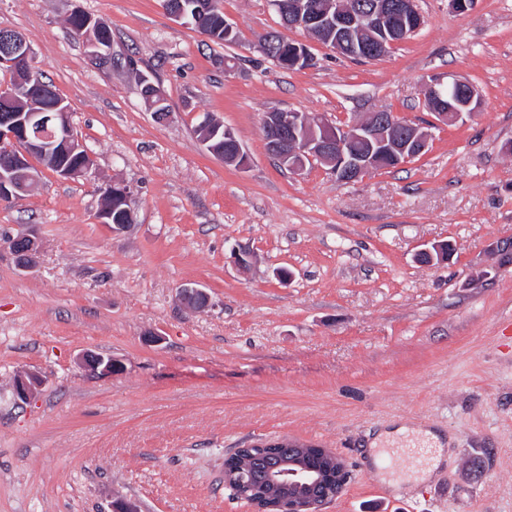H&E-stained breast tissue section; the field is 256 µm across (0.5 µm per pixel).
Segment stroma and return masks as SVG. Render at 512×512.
Masks as SVG:
<instances>
[{"instance_id": "obj_1", "label": "stroma", "mask_w": 512, "mask_h": 512, "mask_svg": "<svg viewBox=\"0 0 512 512\" xmlns=\"http://www.w3.org/2000/svg\"><path fill=\"white\" fill-rule=\"evenodd\" d=\"M423 19L380 60L359 63L286 29L269 0H218L236 32L218 45L175 23L162 0H0L32 65L70 107L89 176L41 170L0 204V512H252L224 486L234 449L315 444L353 479L322 512H512V0H418ZM82 8L112 31V62L91 63L67 19ZM307 43L285 70L258 40ZM234 61L225 70V58ZM163 87L157 122L137 73ZM471 83L474 117L436 124L427 152L363 179L313 163L294 174L267 152L264 113L343 126L380 110L430 120L432 79ZM250 157L209 153L205 118ZM130 186L136 222L97 219L104 185ZM35 231L34 270L10 241ZM455 251L424 265L440 241ZM253 256L236 266L232 250ZM208 307L184 309L181 285ZM119 372L85 369L87 353ZM38 372L26 402L15 376ZM444 439L421 481L377 465L395 426ZM224 133L228 140H232L236 144V155L230 163H233L239 169H246L250 165V158L248 154L243 150L237 137L229 129L224 128V125H220L218 122H214L209 130V134L213 137L212 143L216 150L223 151L224 153Z\"/></svg>"}]
</instances>
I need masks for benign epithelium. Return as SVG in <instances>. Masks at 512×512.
<instances>
[{
    "label": "benign epithelium",
    "instance_id": "1",
    "mask_svg": "<svg viewBox=\"0 0 512 512\" xmlns=\"http://www.w3.org/2000/svg\"><path fill=\"white\" fill-rule=\"evenodd\" d=\"M417 0H374L373 8L364 12L359 0H324L318 11L311 9L308 0H270L271 5L283 15L284 24L300 29L314 37L327 29L339 31L336 42L327 44L334 53L344 55L358 53L355 45L341 38L343 33H358L367 38V43L385 50L401 41V33L394 27V17L408 22L418 30L422 17ZM214 6V0H195L192 9L176 0L165 7L167 14L176 22L200 28V18ZM0 37L8 40L11 51L0 55V70H10L26 75L27 80L37 78L32 67L29 45L17 33H4ZM288 59L295 66L309 65L312 57L302 42L291 44ZM145 100L156 108L166 100L162 87L149 76L142 75ZM424 100L431 113L444 124L466 121L476 114L480 105L477 90L466 81L455 79L446 84L432 80L425 85ZM62 109L52 114L34 109L13 112L0 128V142L9 141L14 156L10 160L8 173L0 172V199L10 201L30 192L35 186V175L26 167L36 154L56 153L53 162L55 174L60 178L85 176L91 169V157L72 130L69 107L60 102ZM262 124L271 131L266 138V148L271 157L293 173L304 170L306 165L317 162L329 167L331 173L341 181L347 178L358 180L370 173L378 159L390 153L406 163L423 155L429 146L431 133L428 128L412 122H404L411 128L408 136L400 134L398 121L388 113L374 112L370 119L353 122L337 128L318 117L316 123H308L299 112H267ZM225 137L236 142V155L231 160L240 169L250 165V158L237 143V137L224 129ZM349 140L361 141L367 150L352 154L345 149ZM78 154L82 166L73 168L62 162V158ZM130 188L121 183L108 185L103 195L118 203H127ZM23 247L13 249L16 267L21 272L31 270L37 259L40 245L35 233L27 232L18 237ZM183 304L201 302L206 307L208 293L195 284H185L179 289ZM84 364L94 372L110 374L119 368V361L112 357L88 354ZM42 385V379L33 372H23L14 380L13 390L20 401L28 400ZM288 448V460L283 468L271 471L265 479L253 482L238 475L235 463L243 453L253 459L266 457ZM352 472L346 462L327 448L303 449L297 443L273 441L252 448H237L224 462V485L233 493L247 499L253 512H321L322 506L340 496L350 482Z\"/></svg>",
    "mask_w": 512,
    "mask_h": 512
}]
</instances>
